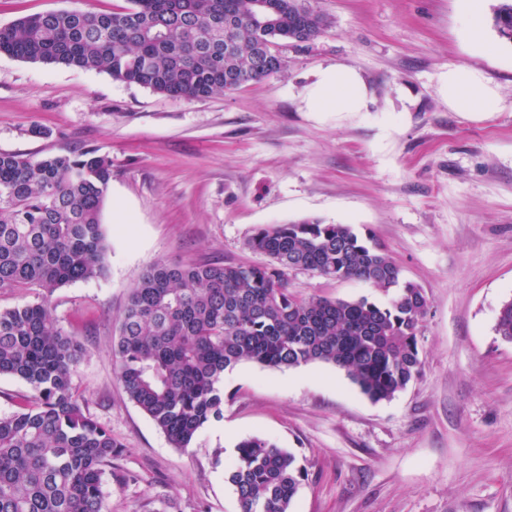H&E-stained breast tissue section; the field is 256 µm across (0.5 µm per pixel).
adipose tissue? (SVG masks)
I'll list each match as a JSON object with an SVG mask.
<instances>
[{"label": "adipose tissue", "instance_id": "1", "mask_svg": "<svg viewBox=\"0 0 512 512\" xmlns=\"http://www.w3.org/2000/svg\"><path fill=\"white\" fill-rule=\"evenodd\" d=\"M438 93L458 112L493 113L503 108L497 88L476 70L449 69L440 80ZM370 98L362 74L338 64L315 71L300 94L302 108L307 112H363Z\"/></svg>", "mask_w": 512, "mask_h": 512}]
</instances>
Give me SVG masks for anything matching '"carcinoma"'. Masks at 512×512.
Masks as SVG:
<instances>
[{"instance_id":"obj_1","label":"carcinoma","mask_w":512,"mask_h":512,"mask_svg":"<svg viewBox=\"0 0 512 512\" xmlns=\"http://www.w3.org/2000/svg\"><path fill=\"white\" fill-rule=\"evenodd\" d=\"M118 12L52 11L0 27V55L104 72L185 99L234 91L277 73L272 47L309 42L330 25L310 0H127ZM512 42V3L494 16ZM112 163L94 149L32 161L0 153V292L37 288L40 301L0 309V376L33 394L0 416V512H105V470L121 444L83 409L73 383L84 346L53 314L54 292L102 277L101 224ZM246 247L262 265L157 263L132 288L112 353L129 399L176 448L224 417L221 375L264 367L332 365L372 401L389 400L422 371L419 329L427 295L387 251L350 224L305 218L257 228ZM356 279L385 300L300 298L287 272ZM495 332L512 342V300ZM229 476L241 512H291L303 468L251 436L235 445Z\"/></svg>"}]
</instances>
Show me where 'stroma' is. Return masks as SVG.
<instances>
[{"instance_id":"35a3bbf8","label":"stroma","mask_w":512,"mask_h":512,"mask_svg":"<svg viewBox=\"0 0 512 512\" xmlns=\"http://www.w3.org/2000/svg\"><path fill=\"white\" fill-rule=\"evenodd\" d=\"M126 0H0V26L36 13L109 12ZM330 20L282 45L280 72L188 100L95 71L0 55V152L40 160L84 148L112 162L102 208L107 274L56 290L61 326L85 346L84 408L122 450L106 512H240L229 472L249 436L305 471L293 512H512V43L484 0L466 35L463 0H311ZM359 70L365 112H306L319 67ZM451 67L479 70L501 111L457 112L437 93ZM43 128L40 136L32 128ZM350 224L384 245L427 294L420 376L388 401L324 364L225 370L224 417L173 447L118 381L112 339L127 297L159 262L264 263L245 241L304 218ZM297 294L382 300L372 286L293 272Z\"/></svg>"}]
</instances>
